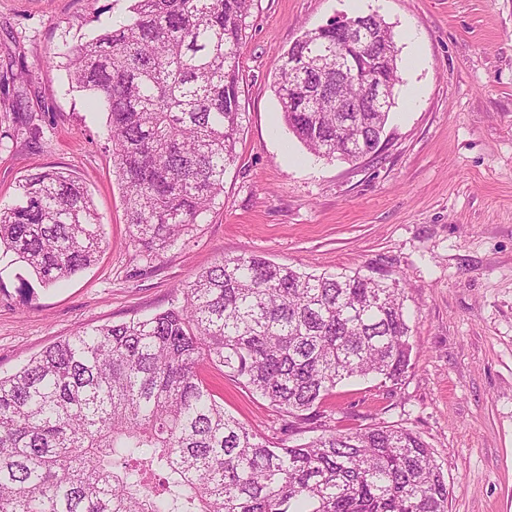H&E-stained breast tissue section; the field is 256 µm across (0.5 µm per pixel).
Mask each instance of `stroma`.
<instances>
[{"label":"stroma","mask_w":512,"mask_h":512,"mask_svg":"<svg viewBox=\"0 0 512 512\" xmlns=\"http://www.w3.org/2000/svg\"><path fill=\"white\" fill-rule=\"evenodd\" d=\"M130 0H0V207L31 173L86 185L104 232L95 264L57 285L0 253V375L83 327L180 306L181 288L245 251L403 289L413 351L398 388L357 379L323 406L330 426L388 424L428 445L449 512H512V0H255L241 56L242 128L224 194L153 261L137 256L107 114L72 88L67 50L119 25ZM378 13L399 48L396 105L377 157L310 154L271 84L302 30ZM254 430L282 416L209 371Z\"/></svg>","instance_id":"1"}]
</instances>
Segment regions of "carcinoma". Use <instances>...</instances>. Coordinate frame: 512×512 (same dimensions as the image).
Masks as SVG:
<instances>
[{"label": "carcinoma", "mask_w": 512, "mask_h": 512, "mask_svg": "<svg viewBox=\"0 0 512 512\" xmlns=\"http://www.w3.org/2000/svg\"><path fill=\"white\" fill-rule=\"evenodd\" d=\"M254 0H132L130 16L76 49L68 75L109 118L112 157L139 256L173 246L224 193L242 127L241 49ZM353 61L400 83L394 36L377 13ZM323 50L311 30L280 55L273 89L311 153L362 159L395 101L376 112L309 104ZM0 208V246L46 285L91 266L101 220L72 174L25 178ZM183 304L86 327L0 377V512H448L427 444L386 425L331 428L320 408L356 378L401 384L413 349L404 291L358 273L308 274L253 252L224 257L182 288ZM209 365L284 417L268 438L231 413ZM321 431L303 444L286 436Z\"/></svg>", "instance_id": "cac0c4a2"}]
</instances>
